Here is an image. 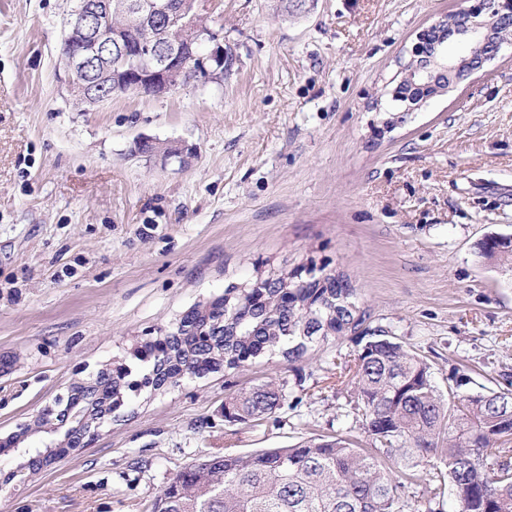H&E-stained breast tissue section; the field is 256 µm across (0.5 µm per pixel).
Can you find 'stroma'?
Returning <instances> with one entry per match:
<instances>
[{"label": "stroma", "mask_w": 512, "mask_h": 512, "mask_svg": "<svg viewBox=\"0 0 512 512\" xmlns=\"http://www.w3.org/2000/svg\"><path fill=\"white\" fill-rule=\"evenodd\" d=\"M474 0H200L223 75L84 110L62 80L78 0H0V439L71 383L172 328L197 303L279 271L344 276L440 390L512 375V272L478 255L512 234V49L419 111L398 62ZM168 144L180 154L165 153ZM353 336L143 391L0 512H151L188 465L342 436L368 448L336 365ZM272 381L266 419L224 402Z\"/></svg>", "instance_id": "1"}]
</instances>
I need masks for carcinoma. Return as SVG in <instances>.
<instances>
[{
	"label": "carcinoma",
	"instance_id": "obj_1",
	"mask_svg": "<svg viewBox=\"0 0 512 512\" xmlns=\"http://www.w3.org/2000/svg\"><path fill=\"white\" fill-rule=\"evenodd\" d=\"M480 254L512 268V244L484 241ZM365 316L341 276L308 280L291 271L275 287L233 286L181 318L206 338L166 335L163 358L136 351L133 357L148 366L139 380L125 364L99 370L94 385L80 389V409L109 417L144 388L175 387L214 371L217 358L229 369L277 351L293 360L330 336L358 332L360 353L337 367L354 384L373 447L313 438L292 448L212 455L177 473L154 512H404L402 488L422 478L428 502L442 504L451 494V512H512V380L504 378L506 387L497 390L461 394L469 383L461 375L445 395L417 354L383 330H360ZM284 397L279 385H257L228 399L224 418L265 419ZM68 453L43 451L23 468L37 475Z\"/></svg>",
	"mask_w": 512,
	"mask_h": 512
}]
</instances>
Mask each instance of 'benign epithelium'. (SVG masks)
Here are the masks:
<instances>
[{
  "mask_svg": "<svg viewBox=\"0 0 512 512\" xmlns=\"http://www.w3.org/2000/svg\"><path fill=\"white\" fill-rule=\"evenodd\" d=\"M120 20L112 18V0H82L68 21L65 38V82L70 93L82 105L90 108L110 99L107 94L94 96L85 82L86 70L102 64L108 83L127 84L129 92L161 95L175 88L183 78L181 60L186 54L199 58L197 74L206 76L224 66V46L207 25V18L198 12L197 0H123L118 9ZM155 22V29L136 41L124 33L133 28ZM452 32L461 44L448 46L441 38L433 47V54L443 61L440 73L444 81L435 85L432 76L418 83L425 89L434 86L433 93L450 86L484 68L494 61L505 47H512L508 35L512 33V0H477L467 9L450 13L438 19L419 35V42L411 50L409 61L398 71L396 100L412 112L424 103L423 98H411L402 91L407 67L420 58L421 49L432 40L433 34ZM73 392L59 394L53 403L38 412L35 419L53 420L65 414L67 420L81 430L75 447L86 446L84 438L94 435L99 422H90L71 410Z\"/></svg>",
  "mask_w": 512,
  "mask_h": 512,
  "instance_id": "benign-epithelium-1",
  "label": "benign epithelium"
}]
</instances>
